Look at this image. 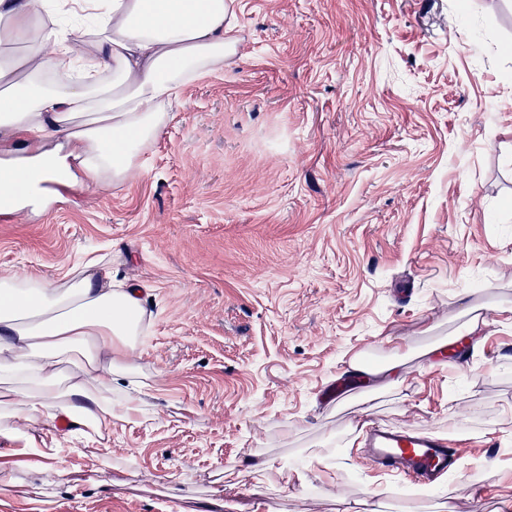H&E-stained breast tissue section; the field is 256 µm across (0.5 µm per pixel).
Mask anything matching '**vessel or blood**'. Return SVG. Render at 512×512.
Instances as JSON below:
<instances>
[{
	"label": "vessel or blood",
	"mask_w": 512,
	"mask_h": 512,
	"mask_svg": "<svg viewBox=\"0 0 512 512\" xmlns=\"http://www.w3.org/2000/svg\"><path fill=\"white\" fill-rule=\"evenodd\" d=\"M363 446L376 469L428 490L454 475L462 457L461 449L432 434L377 424L366 430Z\"/></svg>",
	"instance_id": "obj_1"
}]
</instances>
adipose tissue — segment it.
<instances>
[{"label":"adipose tissue","mask_w":512,"mask_h":512,"mask_svg":"<svg viewBox=\"0 0 512 512\" xmlns=\"http://www.w3.org/2000/svg\"><path fill=\"white\" fill-rule=\"evenodd\" d=\"M226 0H0V208L39 211L42 183L99 189L143 171L181 88L241 45ZM137 291L0 277V417L26 398L32 423L99 433L133 411L120 388L143 331Z\"/></svg>","instance_id":"obj_1"}]
</instances>
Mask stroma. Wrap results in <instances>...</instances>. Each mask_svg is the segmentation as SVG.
I'll return each mask as SVG.
<instances>
[{
  "label": "stroma",
  "instance_id": "obj_1",
  "mask_svg": "<svg viewBox=\"0 0 512 512\" xmlns=\"http://www.w3.org/2000/svg\"><path fill=\"white\" fill-rule=\"evenodd\" d=\"M239 2L241 55L183 87L143 176L0 220V274L90 261L151 319L134 413L0 436V512H499L512 324L473 344L463 309L512 302V0ZM394 344L399 383L347 374ZM369 419L451 441L459 474L374 469Z\"/></svg>",
  "mask_w": 512,
  "mask_h": 512
}]
</instances>
